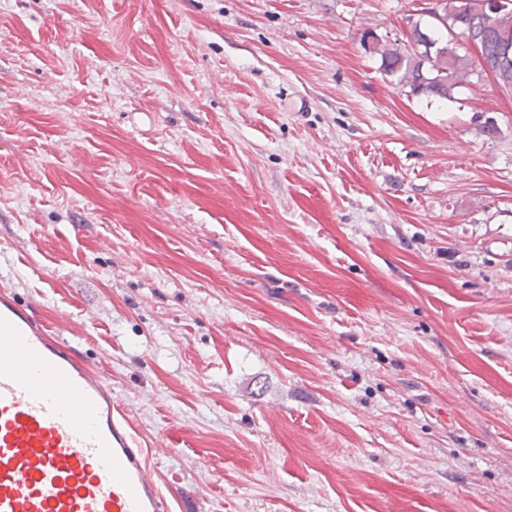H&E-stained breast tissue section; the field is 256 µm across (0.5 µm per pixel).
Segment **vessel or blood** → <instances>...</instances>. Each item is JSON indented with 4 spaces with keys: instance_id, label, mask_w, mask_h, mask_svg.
Returning <instances> with one entry per match:
<instances>
[{
    "instance_id": "obj_1",
    "label": "vessel or blood",
    "mask_w": 512,
    "mask_h": 512,
    "mask_svg": "<svg viewBox=\"0 0 512 512\" xmlns=\"http://www.w3.org/2000/svg\"><path fill=\"white\" fill-rule=\"evenodd\" d=\"M0 512H171L111 386L5 294Z\"/></svg>"
}]
</instances>
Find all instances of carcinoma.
<instances>
[{"mask_svg": "<svg viewBox=\"0 0 512 512\" xmlns=\"http://www.w3.org/2000/svg\"><path fill=\"white\" fill-rule=\"evenodd\" d=\"M473 12L466 15L467 22L483 39L484 58L495 63L503 44L512 45V0H496L485 5L473 0ZM458 0H446L445 10L437 26L446 30V38H436L415 25L412 42L403 46L388 44L377 36L364 43V48L380 57L383 72L397 78L398 83L409 89V94L419 97L448 99L454 90L477 70L473 57L453 47L448 54L439 48L452 41L453 30L464 26L459 21Z\"/></svg>", "mask_w": 512, "mask_h": 512, "instance_id": "obj_1", "label": "carcinoma"}]
</instances>
